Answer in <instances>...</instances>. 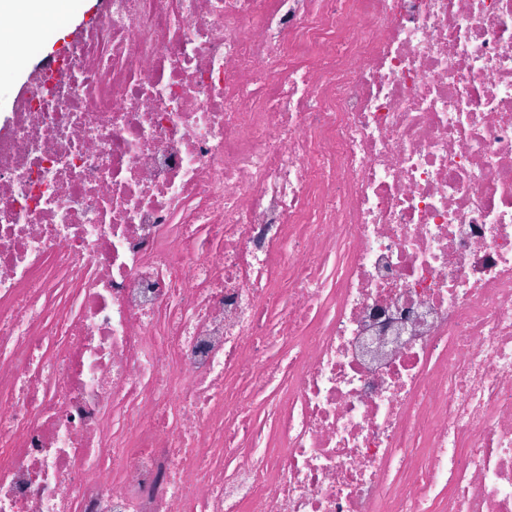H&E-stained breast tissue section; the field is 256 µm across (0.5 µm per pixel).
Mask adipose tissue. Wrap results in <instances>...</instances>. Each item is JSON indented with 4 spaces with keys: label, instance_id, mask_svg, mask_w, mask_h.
Returning a JSON list of instances; mask_svg holds the SVG:
<instances>
[{
    "label": "adipose tissue",
    "instance_id": "ef3b65f1",
    "mask_svg": "<svg viewBox=\"0 0 512 512\" xmlns=\"http://www.w3.org/2000/svg\"><path fill=\"white\" fill-rule=\"evenodd\" d=\"M80 8L81 0H0V17L36 23L32 29L0 26V68H14L17 51L36 41L42 31L67 24Z\"/></svg>",
    "mask_w": 512,
    "mask_h": 512
}]
</instances>
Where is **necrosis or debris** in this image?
I'll return each mask as SVG.
<instances>
[{
    "instance_id": "4bbe7bcc",
    "label": "necrosis or debris",
    "mask_w": 512,
    "mask_h": 512,
    "mask_svg": "<svg viewBox=\"0 0 512 512\" xmlns=\"http://www.w3.org/2000/svg\"><path fill=\"white\" fill-rule=\"evenodd\" d=\"M0 512H512V0H105L0 136Z\"/></svg>"
}]
</instances>
